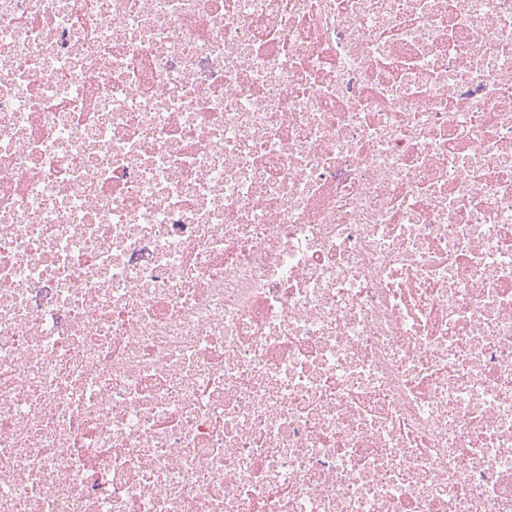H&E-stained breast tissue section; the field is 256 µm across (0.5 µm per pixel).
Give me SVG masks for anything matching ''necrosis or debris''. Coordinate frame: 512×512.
<instances>
[{
	"label": "necrosis or debris",
	"mask_w": 512,
	"mask_h": 512,
	"mask_svg": "<svg viewBox=\"0 0 512 512\" xmlns=\"http://www.w3.org/2000/svg\"><path fill=\"white\" fill-rule=\"evenodd\" d=\"M0 512H512V0H0Z\"/></svg>",
	"instance_id": "4bbe7bcc"
}]
</instances>
